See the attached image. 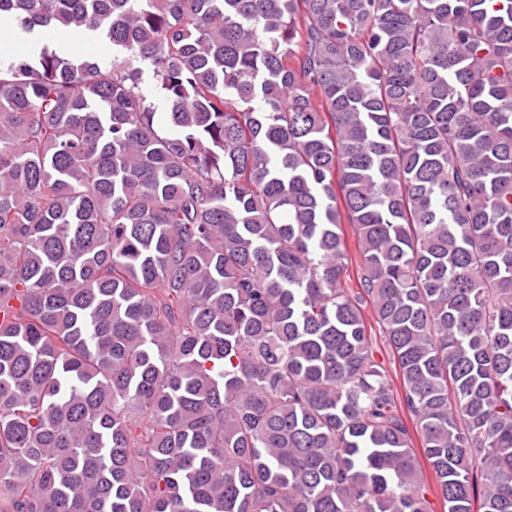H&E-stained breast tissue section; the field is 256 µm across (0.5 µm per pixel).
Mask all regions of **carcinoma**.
<instances>
[{"instance_id":"obj_1","label":"carcinoma","mask_w":512,"mask_h":512,"mask_svg":"<svg viewBox=\"0 0 512 512\" xmlns=\"http://www.w3.org/2000/svg\"><path fill=\"white\" fill-rule=\"evenodd\" d=\"M1 18L0 512H512V0ZM65 43L69 45L74 54L98 60L106 59L112 53L110 44L96 35L82 34L68 39Z\"/></svg>"}]
</instances>
